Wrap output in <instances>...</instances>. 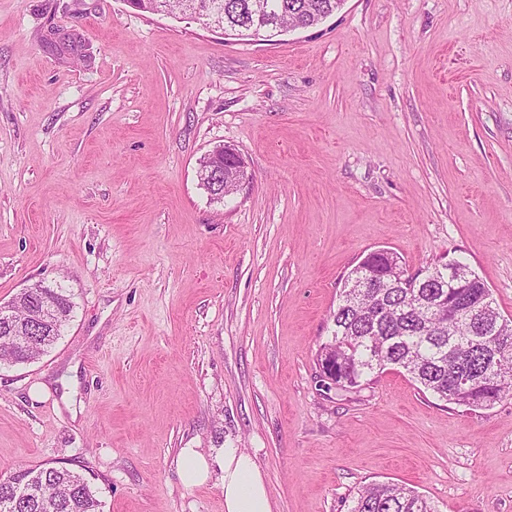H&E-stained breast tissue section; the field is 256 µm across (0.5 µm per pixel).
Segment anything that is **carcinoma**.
Instances as JSON below:
<instances>
[{
  "label": "carcinoma",
  "mask_w": 512,
  "mask_h": 512,
  "mask_svg": "<svg viewBox=\"0 0 512 512\" xmlns=\"http://www.w3.org/2000/svg\"><path fill=\"white\" fill-rule=\"evenodd\" d=\"M344 0H197L202 10L223 16V32L237 34L247 23L258 30L286 25L295 15L311 27L332 15ZM224 155L200 160V185L221 199L238 190L225 173ZM376 265L364 256L344 279L330 315V339L316 361L336 368L330 384L357 388L393 366L403 369L423 391L448 404L488 409L512 396V320L496 308L486 282L468 265L460 268L473 287L427 265L415 273L420 288H386L380 296L357 278ZM11 318H0V364H24L47 352L69 324L74 303L62 288L35 284L9 303ZM0 512H102L97 490L84 475L65 466H34L0 478ZM350 512H437L422 495L393 482H371L353 499Z\"/></svg>",
  "instance_id": "obj_1"
}]
</instances>
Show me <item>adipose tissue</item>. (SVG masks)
I'll return each mask as SVG.
<instances>
[{
	"label": "adipose tissue",
	"mask_w": 512,
	"mask_h": 512,
	"mask_svg": "<svg viewBox=\"0 0 512 512\" xmlns=\"http://www.w3.org/2000/svg\"><path fill=\"white\" fill-rule=\"evenodd\" d=\"M224 512H272L264 478L252 457L237 448L223 451Z\"/></svg>",
	"instance_id": "adipose-tissue-1"
}]
</instances>
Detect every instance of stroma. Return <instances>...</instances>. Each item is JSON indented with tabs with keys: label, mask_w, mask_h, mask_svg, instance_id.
Wrapping results in <instances>:
<instances>
[{
	"label": "stroma",
	"mask_w": 512,
	"mask_h": 512,
	"mask_svg": "<svg viewBox=\"0 0 512 512\" xmlns=\"http://www.w3.org/2000/svg\"><path fill=\"white\" fill-rule=\"evenodd\" d=\"M79 34L52 55L47 26ZM235 148L217 201L199 163ZM388 248L462 260L512 319V0H345L258 40L127 0H0V305L73 318L0 366V476L73 467L103 512H224L240 448L272 512H349L394 482L438 512H512V398L469 411L387 368L326 389L342 278ZM8 306L12 317L7 322L0 311V365L28 363L47 352L62 336L74 309L71 295L63 288L42 284L23 289ZM43 312L46 323L41 321ZM13 336L30 338L18 346ZM178 465L187 487L202 485L210 478L211 461L194 448L181 449Z\"/></svg>",
	"instance_id": "obj_1"
}]
</instances>
